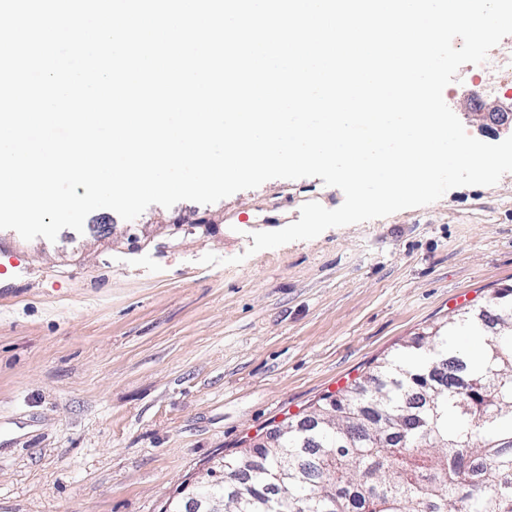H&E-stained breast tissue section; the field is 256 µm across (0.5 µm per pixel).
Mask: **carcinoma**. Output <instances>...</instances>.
Segmentation results:
<instances>
[{"label": "carcinoma", "mask_w": 512, "mask_h": 512, "mask_svg": "<svg viewBox=\"0 0 512 512\" xmlns=\"http://www.w3.org/2000/svg\"><path fill=\"white\" fill-rule=\"evenodd\" d=\"M495 305L499 333L448 322L298 420L235 497L202 493L228 512H512V288ZM464 327L484 336L483 358L448 346ZM330 411L333 424L315 422Z\"/></svg>", "instance_id": "cac0c4a2"}]
</instances>
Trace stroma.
I'll use <instances>...</instances> for the list:
<instances>
[{"instance_id": "1", "label": "stroma", "mask_w": 512, "mask_h": 512, "mask_svg": "<svg viewBox=\"0 0 512 512\" xmlns=\"http://www.w3.org/2000/svg\"><path fill=\"white\" fill-rule=\"evenodd\" d=\"M443 98L474 138L512 136L494 70L461 66ZM343 200L272 179L132 221L98 209L53 242L0 230V263L21 258L0 276V512H160L210 462L512 287V172L249 253L305 203ZM201 217L209 234L188 226Z\"/></svg>"}]
</instances>
